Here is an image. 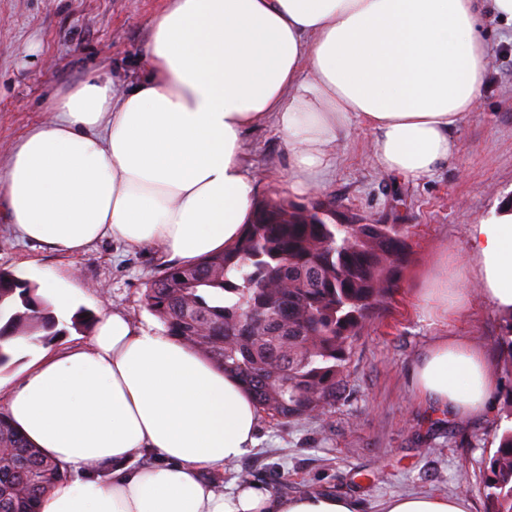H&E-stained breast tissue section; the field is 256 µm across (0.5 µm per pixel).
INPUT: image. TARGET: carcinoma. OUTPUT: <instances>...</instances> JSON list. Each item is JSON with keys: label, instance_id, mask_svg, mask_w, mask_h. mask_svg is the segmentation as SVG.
Returning <instances> with one entry per match:
<instances>
[{"label": "carcinoma", "instance_id": "obj_1", "mask_svg": "<svg viewBox=\"0 0 512 512\" xmlns=\"http://www.w3.org/2000/svg\"><path fill=\"white\" fill-rule=\"evenodd\" d=\"M408 248L399 224H340L322 201H260L232 248L161 270L144 302L167 335L237 377L259 412L289 421L336 400L350 344L392 292ZM56 326L35 286L0 271V366L4 343ZM486 471L488 512H512V428ZM63 477L0 412V512H39Z\"/></svg>", "mask_w": 512, "mask_h": 512}]
</instances>
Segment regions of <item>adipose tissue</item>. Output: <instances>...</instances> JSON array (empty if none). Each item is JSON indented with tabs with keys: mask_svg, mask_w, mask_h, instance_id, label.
<instances>
[{
	"mask_svg": "<svg viewBox=\"0 0 512 512\" xmlns=\"http://www.w3.org/2000/svg\"><path fill=\"white\" fill-rule=\"evenodd\" d=\"M478 0H165L134 88L99 70L55 94L0 164V209L23 240L75 254L105 238L163 246L190 265L232 247L258 186L244 135L274 122L293 154L288 190L320 186L336 132L374 133L377 164L416 181L448 161L451 133L480 98L490 50ZM486 296L512 309V212L476 225ZM59 314L75 275L14 270ZM416 392L480 418L496 382L480 349L436 342L410 370ZM16 427L68 473L40 512H356L350 498L280 497L210 474L257 444L259 412L232 375L152 325L101 315L88 343L33 357L0 381ZM152 458L149 467L141 457ZM384 512H467L464 497L407 495Z\"/></svg>",
	"mask_w": 512,
	"mask_h": 512,
	"instance_id": "obj_1",
	"label": "adipose tissue"
}]
</instances>
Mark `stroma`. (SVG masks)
Wrapping results in <instances>:
<instances>
[{
    "label": "stroma",
    "mask_w": 512,
    "mask_h": 512,
    "mask_svg": "<svg viewBox=\"0 0 512 512\" xmlns=\"http://www.w3.org/2000/svg\"><path fill=\"white\" fill-rule=\"evenodd\" d=\"M162 6L163 0H0V161L48 119L52 95L98 67H111L117 88L131 87L144 73L150 22ZM478 33L490 46L485 88L453 132V157L419 181L382 170L372 132L355 123L337 132L336 163L320 188L292 194L284 188L291 157L275 124L246 134L259 199L319 198L345 224L404 225L410 252L394 293L351 345L336 402L312 417H261L257 446L219 470L220 484L247 479L288 497L333 492L352 499L358 512H381L396 495H461L468 512H487L484 462L498 434L512 426V357L496 345L502 313L476 288L469 250L473 225L494 222L512 206V23L484 13ZM23 262L74 272L84 292L80 309L120 310L144 324L152 319L145 287L169 260L162 249L112 239L76 254L50 251L20 241L0 211V270ZM440 269L458 275L468 296L449 318L421 301L424 278ZM445 336L465 338L488 358L497 388L483 420L435 415L411 384L410 366Z\"/></svg>",
    "instance_id": "obj_1"
}]
</instances>
